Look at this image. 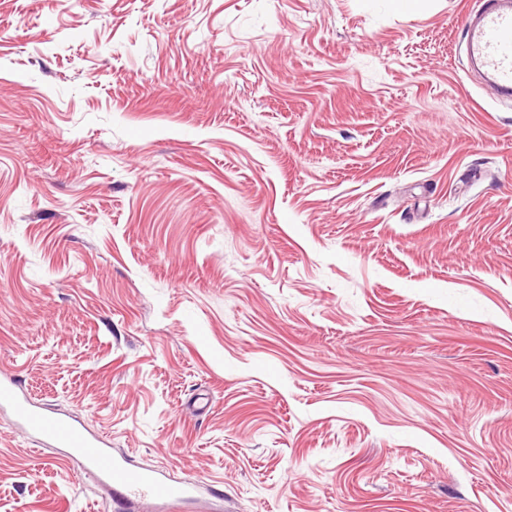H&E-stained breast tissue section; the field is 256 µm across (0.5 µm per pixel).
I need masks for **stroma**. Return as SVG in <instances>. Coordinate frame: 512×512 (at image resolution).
<instances>
[{
	"mask_svg": "<svg viewBox=\"0 0 512 512\" xmlns=\"http://www.w3.org/2000/svg\"><path fill=\"white\" fill-rule=\"evenodd\" d=\"M482 0H0V371L221 512H512V101ZM0 512H114L0 412ZM466 54L498 99L512 98V1L485 0L466 19Z\"/></svg>",
	"mask_w": 512,
	"mask_h": 512,
	"instance_id": "stroma-1",
	"label": "stroma"
}]
</instances>
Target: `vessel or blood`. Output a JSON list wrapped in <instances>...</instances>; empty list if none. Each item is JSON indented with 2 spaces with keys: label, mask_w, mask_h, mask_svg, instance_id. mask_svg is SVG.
<instances>
[{
  "label": "vessel or blood",
  "mask_w": 512,
  "mask_h": 512,
  "mask_svg": "<svg viewBox=\"0 0 512 512\" xmlns=\"http://www.w3.org/2000/svg\"><path fill=\"white\" fill-rule=\"evenodd\" d=\"M466 54L497 98H512V0H484L466 19ZM0 407L9 408L30 436L66 449L70 457L108 489L115 503L131 498L152 501L162 512L168 506L197 498L191 481L173 482L113 454L108 444L78 421L34 405L14 377L0 379Z\"/></svg>",
  "instance_id": "vessel-or-blood-1"
}]
</instances>
